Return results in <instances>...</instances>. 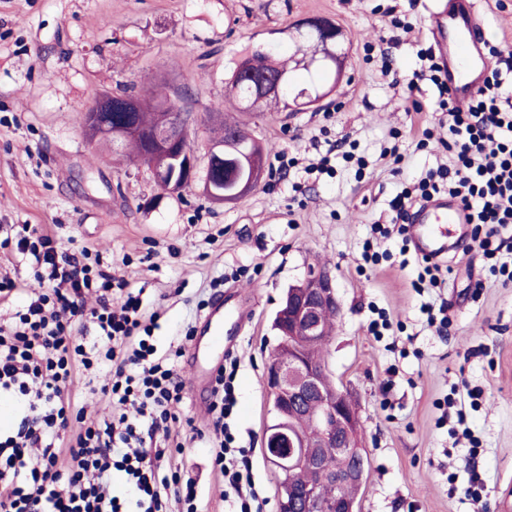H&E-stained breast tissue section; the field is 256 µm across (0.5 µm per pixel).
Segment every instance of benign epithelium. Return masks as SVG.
<instances>
[{
    "mask_svg": "<svg viewBox=\"0 0 512 512\" xmlns=\"http://www.w3.org/2000/svg\"><path fill=\"white\" fill-rule=\"evenodd\" d=\"M307 31L316 39L315 56L297 57L298 67L339 62L340 55L332 49L341 30L323 19L313 18L297 25L296 31ZM242 82L259 98L279 96L286 85L282 74L248 71ZM136 99L125 98L121 104L104 94L85 112L84 129L91 137H110L125 142L136 131L133 115ZM185 114L167 100L147 144L154 180L170 188L182 190L199 180L196 155L187 140ZM232 151L235 181L224 185V153ZM209 161L216 177L206 179L209 193L216 199L240 198L259 184L264 176V156L257 148H241L234 135L209 152ZM341 305L336 297L335 283L324 267H311L305 278L288 290V300L281 303L278 315L288 318V332L281 346L280 363L267 368L264 377L269 397L271 419L263 436V450L278 483L288 484V492L280 493L279 512H358L356 497L328 499L326 485L355 486L365 484L367 457L357 442L359 419L356 407L347 392L339 387H325L328 365L302 357L300 348L324 339L325 318L339 317ZM308 408L310 423L319 433L318 444L309 443L292 425L291 415ZM334 448L339 466L329 468L316 448ZM306 468L308 483L296 486L289 477L299 468Z\"/></svg>",
    "mask_w": 512,
    "mask_h": 512,
    "instance_id": "benign-epithelium-1",
    "label": "benign epithelium"
}]
</instances>
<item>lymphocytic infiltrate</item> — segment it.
<instances>
[{
    "instance_id": "1",
    "label": "lymphocytic infiltrate",
    "mask_w": 512,
    "mask_h": 512,
    "mask_svg": "<svg viewBox=\"0 0 512 512\" xmlns=\"http://www.w3.org/2000/svg\"><path fill=\"white\" fill-rule=\"evenodd\" d=\"M423 59L414 78L437 88L438 108L448 115L444 146L456 161L398 193L391 224L373 230L384 239L406 237L412 202L447 191L469 211L472 239L492 259L493 274L511 284L512 257L503 254L497 234L512 226V94L493 65L467 106H459L435 51L426 50ZM5 233L31 277L0 278V301H22L10 324H0V396L19 402L23 413L15 432L0 436V512H169L173 501L180 512H201L195 482L160 464L181 422L185 385L176 367L184 349L158 351L152 330L159 315L149 311L143 289L116 280L88 250L59 255L45 230L11 224ZM90 327L97 341L76 342L75 333ZM239 367L237 358L226 357L214 377L209 452L224 479L228 512H264L253 448L233 425ZM80 370L107 374L101 392L111 412L82 423L64 446L68 388ZM148 444L154 455L145 452Z\"/></svg>"
}]
</instances>
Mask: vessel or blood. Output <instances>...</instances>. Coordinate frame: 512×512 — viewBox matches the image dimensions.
<instances>
[{
	"label": "vessel or blood",
	"instance_id": "b4317fda",
	"mask_svg": "<svg viewBox=\"0 0 512 512\" xmlns=\"http://www.w3.org/2000/svg\"><path fill=\"white\" fill-rule=\"evenodd\" d=\"M481 27L470 0H457L454 10L436 8L429 16V33L448 78L449 95L460 102L468 101L482 86L485 75L483 54L476 36ZM407 226L414 253L431 262L448 256L451 230H465L469 224L467 210L452 197L434 196L414 205ZM233 291L216 295L209 312L203 317L200 341L191 342L186 364L193 374V384L204 386L223 365L226 353L236 343L224 336L225 329H238L248 315L234 302Z\"/></svg>",
	"mask_w": 512,
	"mask_h": 512
}]
</instances>
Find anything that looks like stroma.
<instances>
[{
    "label": "stroma",
    "instance_id": "stroma-1",
    "mask_svg": "<svg viewBox=\"0 0 512 512\" xmlns=\"http://www.w3.org/2000/svg\"><path fill=\"white\" fill-rule=\"evenodd\" d=\"M483 41L512 58V0H478ZM434 0H0V225L52 226L57 250L100 253L113 275L144 288L159 319V351L197 326L212 282L234 288L248 320L239 333L235 423L255 445L253 471L268 512L279 486L261 448L270 420L262 384L276 343L273 318L288 286L309 268H329L342 312L332 322L325 360L333 384L353 401L358 443L368 458L360 512H512V286L491 276L471 238L449 239L447 288H416L415 254L359 270L374 224L390 223L391 199L448 151L416 141L436 129V88H409ZM400 16L409 33L394 29ZM338 26L344 76L318 105L301 112H238L226 85L256 47L292 52L297 23ZM392 61L384 71L383 58ZM132 87L167 94L195 118L188 131L199 162L212 144L207 115L238 116L260 143L285 157L331 152L334 174L280 177L274 157L262 184L217 204L201 186L164 193L149 166L84 136L80 114L101 94ZM421 112H414L413 103ZM401 163H394L390 148ZM367 168L357 176L355 161ZM443 300L448 332L421 310ZM386 314L383 335L370 323ZM479 400L465 418L448 397ZM480 453L469 458L470 439ZM172 464L198 485L204 512H224V481L204 443ZM484 480L481 503L464 494L469 464Z\"/></svg>",
    "mask_w": 512,
    "mask_h": 512
}]
</instances>
